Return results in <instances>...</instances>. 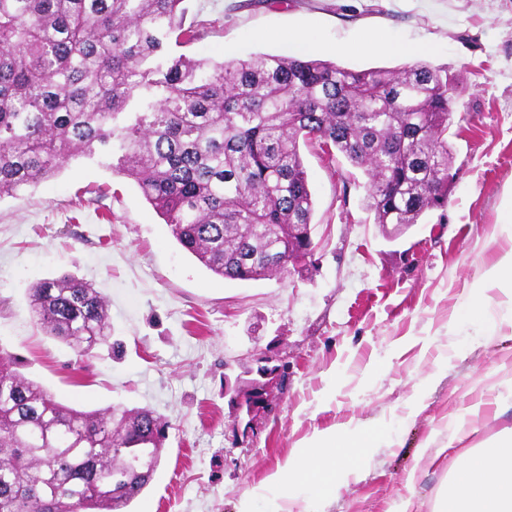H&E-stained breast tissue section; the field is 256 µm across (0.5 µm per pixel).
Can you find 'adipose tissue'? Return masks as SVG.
Here are the masks:
<instances>
[{"instance_id": "1", "label": "adipose tissue", "mask_w": 512, "mask_h": 512, "mask_svg": "<svg viewBox=\"0 0 512 512\" xmlns=\"http://www.w3.org/2000/svg\"><path fill=\"white\" fill-rule=\"evenodd\" d=\"M356 445L347 433L333 429L314 435L266 476V486L275 492L266 512H285L284 502L305 489L329 495L339 475L353 468ZM445 496L448 512H512V432L463 456Z\"/></svg>"}]
</instances>
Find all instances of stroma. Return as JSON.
Returning a JSON list of instances; mask_svg holds the SVG:
<instances>
[{
    "instance_id": "35a3bbf8",
    "label": "stroma",
    "mask_w": 512,
    "mask_h": 512,
    "mask_svg": "<svg viewBox=\"0 0 512 512\" xmlns=\"http://www.w3.org/2000/svg\"><path fill=\"white\" fill-rule=\"evenodd\" d=\"M202 40L171 53L214 61L292 54L355 70L405 56L368 34L426 43L446 67L456 110L448 205L395 238L365 209L367 178L317 145L301 154L315 198L316 251L302 269L257 281L212 275L172 237L136 185L100 158L0 198V347L61 403L84 410L148 407L171 429L150 484L124 512H239L265 477L316 433H376L354 473L289 512H441L461 454L512 429L494 399L512 382V312L499 290L480 317L474 282L512 249V0H186ZM68 273L108 301L121 357L78 356L47 336L31 286ZM499 328L488 335L487 320ZM289 364L275 414L243 446L225 376L256 355Z\"/></svg>"
}]
</instances>
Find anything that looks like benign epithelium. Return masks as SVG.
I'll list each match as a JSON object with an SVG mask.
<instances>
[{"label": "benign epithelium", "mask_w": 512, "mask_h": 512, "mask_svg": "<svg viewBox=\"0 0 512 512\" xmlns=\"http://www.w3.org/2000/svg\"><path fill=\"white\" fill-rule=\"evenodd\" d=\"M256 368L251 370L255 377L247 381L230 384L224 380V394L240 421L235 441L245 444L257 430V420L269 412L268 394L285 378L287 365L278 356L263 354L255 359Z\"/></svg>", "instance_id": "benign-epithelium-1"}]
</instances>
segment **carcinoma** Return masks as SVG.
Returning a JSON list of instances; mask_svg holds the SVG:
<instances>
[{
    "label": "carcinoma",
    "mask_w": 512,
    "mask_h": 512,
    "mask_svg": "<svg viewBox=\"0 0 512 512\" xmlns=\"http://www.w3.org/2000/svg\"><path fill=\"white\" fill-rule=\"evenodd\" d=\"M184 0H0V197L76 156L112 159L209 272L261 280L307 249L315 200L300 145L368 179L398 231L448 204V70H351L263 53L173 56L201 39ZM46 335L110 344L104 296L69 274L30 288ZM169 425L149 408L78 410L0 352V512H119L149 484Z\"/></svg>",
    "instance_id": "1"
}]
</instances>
